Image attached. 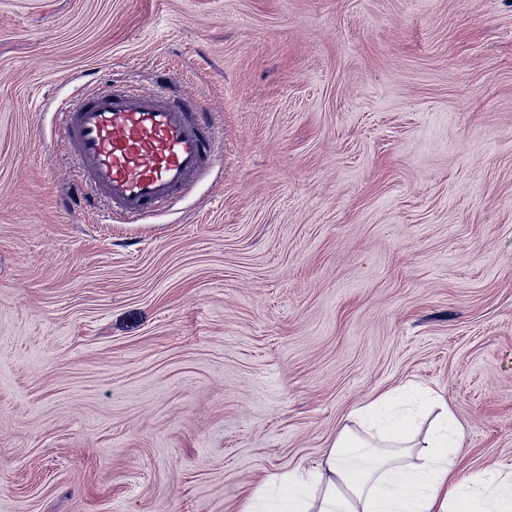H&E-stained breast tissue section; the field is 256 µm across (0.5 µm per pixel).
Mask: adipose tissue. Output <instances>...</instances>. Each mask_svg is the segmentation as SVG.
I'll list each match as a JSON object with an SVG mask.
<instances>
[{
  "label": "adipose tissue",
  "instance_id": "ef3b65f1",
  "mask_svg": "<svg viewBox=\"0 0 512 512\" xmlns=\"http://www.w3.org/2000/svg\"><path fill=\"white\" fill-rule=\"evenodd\" d=\"M393 399L351 412L318 466L289 473L279 512H512L511 468L461 475L448 408L423 434L416 414L385 418Z\"/></svg>",
  "mask_w": 512,
  "mask_h": 512
}]
</instances>
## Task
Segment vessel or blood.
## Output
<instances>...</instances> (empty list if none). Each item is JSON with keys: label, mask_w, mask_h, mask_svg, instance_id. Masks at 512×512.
Here are the masks:
<instances>
[{"label": "vessel or blood", "mask_w": 512, "mask_h": 512, "mask_svg": "<svg viewBox=\"0 0 512 512\" xmlns=\"http://www.w3.org/2000/svg\"><path fill=\"white\" fill-rule=\"evenodd\" d=\"M177 81L167 72L138 93L88 89L62 113L78 192L132 224L185 197L215 164L218 132L191 101L171 94Z\"/></svg>", "instance_id": "1"}]
</instances>
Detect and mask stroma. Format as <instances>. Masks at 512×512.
<instances>
[{
  "mask_svg": "<svg viewBox=\"0 0 512 512\" xmlns=\"http://www.w3.org/2000/svg\"><path fill=\"white\" fill-rule=\"evenodd\" d=\"M162 69L223 154L129 228L59 112ZM404 387L512 467V0H0V512H240Z\"/></svg>",
  "mask_w": 512,
  "mask_h": 512,
  "instance_id": "stroma-1",
  "label": "stroma"
}]
</instances>
